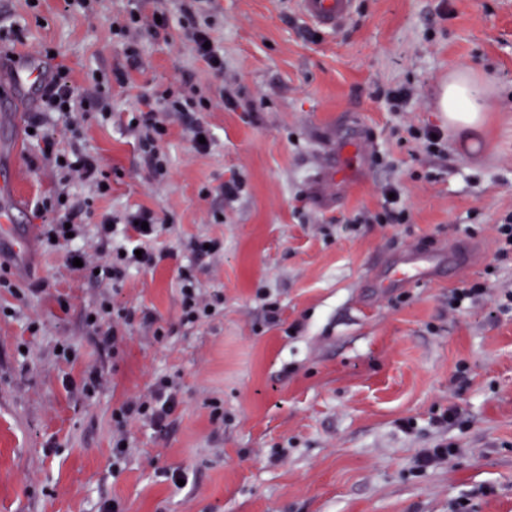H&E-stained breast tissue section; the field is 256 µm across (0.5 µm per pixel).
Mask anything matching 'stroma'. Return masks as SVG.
I'll return each instance as SVG.
<instances>
[{"label": "stroma", "instance_id": "obj_1", "mask_svg": "<svg viewBox=\"0 0 512 512\" xmlns=\"http://www.w3.org/2000/svg\"><path fill=\"white\" fill-rule=\"evenodd\" d=\"M0 0V265L23 299L0 288V512H512V258L496 260V227L512 218V0H356L338 32H320L295 0ZM224 53L215 75L182 34L187 7ZM164 10L153 39L114 23ZM54 58H47L46 50ZM44 75L66 66L86 95L94 76L120 71L108 117L55 122L61 149L97 154L112 190L62 183L27 135L40 89L13 83L17 60ZM492 88L476 129L452 128L441 110L450 74ZM180 88L209 101L214 141L196 152L189 116H165L160 148L169 174L156 182L129 124L145 90ZM411 89L403 112L376 90ZM435 127L429 153L406 128ZM239 179L238 196L220 187ZM399 186L406 224L356 223L380 211L382 184ZM64 190L96 242L101 214L144 207L159 219L168 256L120 287L79 277L40 241L37 201ZM196 237L216 239L197 257ZM467 244L470 264L448 261ZM431 258L420 281L401 259ZM194 267L224 308L195 328L179 322L177 270ZM484 282L488 292L451 310L448 294ZM116 295L139 319L119 356L85 321ZM68 300L60 309L56 298ZM277 303L278 322L268 319ZM169 335L153 339L156 326ZM76 344L59 356L61 342ZM102 384L85 395L82 377ZM179 382L165 430L137 424L120 472L112 470V412L154 378ZM224 407L213 422L212 401ZM456 407L455 425L435 416ZM449 460L420 468L439 443ZM184 476L177 486L166 472Z\"/></svg>", "mask_w": 512, "mask_h": 512}]
</instances>
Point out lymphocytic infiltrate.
<instances>
[{
    "label": "lymphocytic infiltrate",
    "instance_id": "lymphocytic-infiltrate-1",
    "mask_svg": "<svg viewBox=\"0 0 512 512\" xmlns=\"http://www.w3.org/2000/svg\"><path fill=\"white\" fill-rule=\"evenodd\" d=\"M143 109L137 124L140 139L148 148V161L154 176H164L168 161L164 153L155 148L165 131L157 117L158 112H182L193 108L191 99L166 90L142 98ZM88 97L71 82L66 69H56L42 95L41 111L29 123L33 139L41 146L44 159L58 163L63 181L74 179L92 185L95 189L110 186L111 174L106 171L100 158L94 154L64 155L55 137L46 129L47 116L71 124L78 117L92 111ZM35 217L40 221V238L44 244L54 245L65 253L66 260L81 259V271L86 276L112 281L120 285L131 268L146 269L158 265L163 253L155 251L153 240L158 234V220L153 212L142 209L125 218L110 214L102 215L99 222L98 250L102 261H93L81 248L85 237L83 225L74 221L73 214L64 201L48 200L38 203ZM221 297L204 298L196 276L188 270L180 274V320L195 325L205 322L219 308ZM91 327L103 337L104 346L119 352L126 331L136 323L135 310L119 305L114 298L102 299L90 309ZM177 405L175 381L168 376L156 378L148 395L126 400L113 411L112 421L116 434L112 438V469L120 471L128 454L125 446L126 429L133 422H143L154 427L165 426Z\"/></svg>",
    "mask_w": 512,
    "mask_h": 512
}]
</instances>
